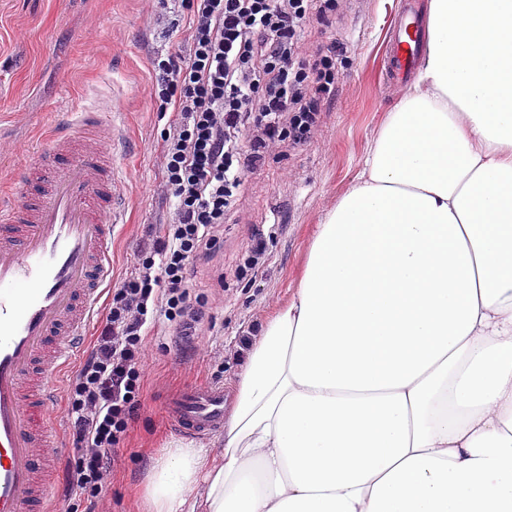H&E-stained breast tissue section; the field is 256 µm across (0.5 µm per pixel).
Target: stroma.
<instances>
[{"label": "stroma", "mask_w": 512, "mask_h": 512, "mask_svg": "<svg viewBox=\"0 0 512 512\" xmlns=\"http://www.w3.org/2000/svg\"><path fill=\"white\" fill-rule=\"evenodd\" d=\"M392 0H349L333 26H315V42L344 44L343 81L309 145L270 157L251 175L222 250L199 262L192 294L207 296L197 335L175 339L152 330L142 369V405L120 446L99 512H140L139 493L162 448L220 447L171 425L166 396L207 382L232 391L241 363L240 331L260 327L297 288L317 224L356 180L367 149L405 94L384 82L382 50ZM180 0H0V171L16 177L33 161L39 130L70 113L108 101L125 145L113 159L122 175L125 223L112 235L113 280L133 270L154 227L167 220L172 197L164 183L155 56L188 54ZM269 232V262L257 281L237 275L255 233Z\"/></svg>", "instance_id": "1"}]
</instances>
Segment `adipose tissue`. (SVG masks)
Wrapping results in <instances>:
<instances>
[{
    "instance_id": "1",
    "label": "adipose tissue",
    "mask_w": 512,
    "mask_h": 512,
    "mask_svg": "<svg viewBox=\"0 0 512 512\" xmlns=\"http://www.w3.org/2000/svg\"><path fill=\"white\" fill-rule=\"evenodd\" d=\"M413 87L145 512H512V0H430Z\"/></svg>"
}]
</instances>
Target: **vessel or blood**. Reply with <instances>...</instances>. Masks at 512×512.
I'll return each mask as SVG.
<instances>
[{"label": "vessel or blood", "mask_w": 512, "mask_h": 512, "mask_svg": "<svg viewBox=\"0 0 512 512\" xmlns=\"http://www.w3.org/2000/svg\"><path fill=\"white\" fill-rule=\"evenodd\" d=\"M426 38L412 0H398L385 48L390 83L404 85ZM112 108L80 112L52 129L25 181L30 200L0 198V512H50L43 478L60 379L85 346L112 281V231L125 209L112 165ZM172 425L208 437L224 429V389L187 386L166 403Z\"/></svg>", "instance_id": "b4317fda"}]
</instances>
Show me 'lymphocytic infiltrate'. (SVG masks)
I'll list each match as a JSON object with an SVG mask.
<instances>
[{
	"mask_svg": "<svg viewBox=\"0 0 512 512\" xmlns=\"http://www.w3.org/2000/svg\"><path fill=\"white\" fill-rule=\"evenodd\" d=\"M188 55L154 59L162 165L173 213L157 225L129 276L112 290L105 323L67 388L75 445L66 483L94 512L115 455L141 407L145 340L160 320L187 336L206 300L191 297V269L219 250L251 174L272 149L306 146L340 82L345 48L303 49L311 20L330 22L336 0H181Z\"/></svg>",
	"mask_w": 512,
	"mask_h": 512,
	"instance_id": "lymphocytic-infiltrate-1",
	"label": "lymphocytic infiltrate"
}]
</instances>
